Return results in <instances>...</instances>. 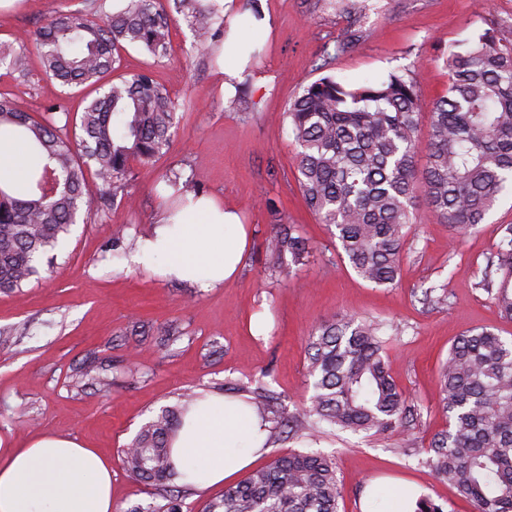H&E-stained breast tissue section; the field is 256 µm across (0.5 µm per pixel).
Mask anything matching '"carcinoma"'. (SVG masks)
Returning a JSON list of instances; mask_svg holds the SVG:
<instances>
[{
  "label": "carcinoma",
  "instance_id": "cac0c4a2",
  "mask_svg": "<svg viewBox=\"0 0 512 512\" xmlns=\"http://www.w3.org/2000/svg\"><path fill=\"white\" fill-rule=\"evenodd\" d=\"M180 19L192 48L212 54L224 43L219 0H122L115 11L103 0L61 10L35 34L43 73L59 82L62 97L34 116L0 96V127L28 153L29 177L0 185V292L20 294L40 274L43 258L70 233L79 215L92 220L125 200L128 162L165 154L182 106L154 78L152 66L168 58L169 29ZM141 49L152 65L131 77H112L120 51ZM27 40L0 42V69L29 78ZM449 82L430 112L426 163L419 166L417 77L391 73L380 82L348 86L323 76L290 102L286 117L296 146L298 189L319 223L330 228L336 258L376 286L395 287L417 199L454 231L484 222L512 183V42L491 28L441 56ZM81 111L68 106L84 90ZM96 179L90 188L88 176ZM174 217L201 195L191 178L166 174ZM307 238L278 224L266 240L268 268L305 264ZM479 285L512 319V224L486 259ZM382 323L343 316L318 324L308 338V404L290 416L278 394L250 382L226 383L235 398L268 424L269 434L310 440L325 429L395 432L417 414L389 372ZM448 425L436 434L420 464L473 502L476 512H512V339L476 327L450 346L439 373ZM203 393L145 423L123 453L136 479L167 487L183 475L171 460V441ZM149 510L183 512L181 489ZM343 499L333 455L304 448L224 490L203 512H339Z\"/></svg>",
  "mask_w": 512,
  "mask_h": 512
}]
</instances>
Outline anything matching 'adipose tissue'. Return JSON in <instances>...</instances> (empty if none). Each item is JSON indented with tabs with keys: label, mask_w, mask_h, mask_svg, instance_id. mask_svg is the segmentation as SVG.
<instances>
[{
	"label": "adipose tissue",
	"mask_w": 512,
	"mask_h": 512,
	"mask_svg": "<svg viewBox=\"0 0 512 512\" xmlns=\"http://www.w3.org/2000/svg\"><path fill=\"white\" fill-rule=\"evenodd\" d=\"M246 232L239 214L203 196L191 214L161 223L134 263L164 277L213 288L232 279ZM266 433L241 405L210 397L190 412L173 441L176 468L192 460L196 487L207 488L246 468ZM112 466L96 450L45 434L23 447H0V512H112Z\"/></svg>",
	"instance_id": "obj_1"
}]
</instances>
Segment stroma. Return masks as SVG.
Instances as JSON below:
<instances>
[{"label": "stroma", "instance_id": "1", "mask_svg": "<svg viewBox=\"0 0 512 512\" xmlns=\"http://www.w3.org/2000/svg\"><path fill=\"white\" fill-rule=\"evenodd\" d=\"M81 0H14L0 9V41L29 36L60 10ZM350 21L328 0H238L245 14L266 11L270 31L241 28L259 57L248 79L223 90L225 59L193 55L185 26L171 28V55L154 74L178 101L189 102L167 153L133 163L129 199L94 223L75 224L56 260L43 266L23 297L0 293V440L19 447L54 434L98 450L112 464L115 512L160 502L162 488L134 479L122 450L160 408L193 390L213 396L226 382L261 371L288 411L312 393L307 340L321 320L362 316L404 326L387 354L392 376L421 415L408 431L326 435L319 447L336 454L343 488L341 512H373L371 492L411 489L444 512H475L473 503L420 466L416 454L446 426L438 374L463 331L494 328L512 339L479 286L485 260L497 249L502 225L512 224V192L502 195L483 224L455 233L426 208L405 255L399 284L365 282L350 268H328L331 234L317 223L297 189L295 148L285 113L303 87L320 78L318 65L360 85L390 72L417 74L420 111L429 114L448 75L436 59L449 45L488 27L512 42V0H364ZM360 41L340 48L349 25ZM0 94L26 111L61 95L57 81L0 77ZM193 176L202 194L239 210L248 245L237 276L216 288L165 280L132 261L153 235L166 202L161 178ZM299 225L312 248L309 263L285 273L265 264L275 220ZM446 284L436 306L421 291Z\"/></svg>", "mask_w": 512, "mask_h": 512}]
</instances>
